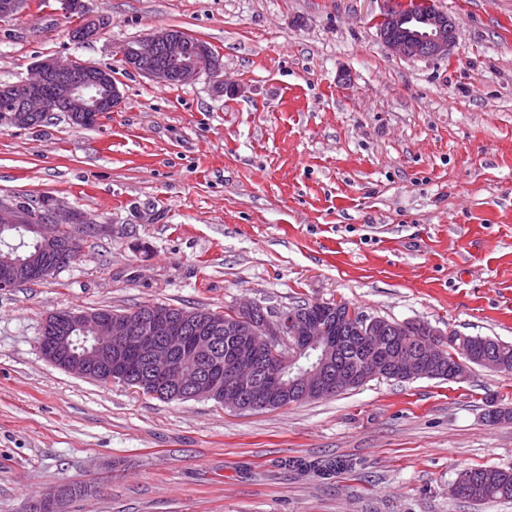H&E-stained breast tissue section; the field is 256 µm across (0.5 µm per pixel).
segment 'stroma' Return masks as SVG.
<instances>
[{"mask_svg":"<svg viewBox=\"0 0 512 512\" xmlns=\"http://www.w3.org/2000/svg\"><path fill=\"white\" fill-rule=\"evenodd\" d=\"M417 1L458 19L452 55L382 42L378 21ZM82 5L109 24L79 45L60 0L0 21V82L54 56L111 66L123 94L90 127L57 112L0 128V198L52 195L112 227L56 276L0 290V512L76 483L65 512H512L451 493L464 468H512V422L486 418L512 407V374L235 411L85 379L39 348L56 310L244 299L512 343V0ZM160 28L211 45L226 93L127 70L123 47ZM283 468L289 470H305V469H317L322 472L323 475H331L336 471H341L349 468V464H346L343 460H330L323 464L306 462L302 459H285L280 464Z\"/></svg>","mask_w":512,"mask_h":512,"instance_id":"stroma-1","label":"stroma"}]
</instances>
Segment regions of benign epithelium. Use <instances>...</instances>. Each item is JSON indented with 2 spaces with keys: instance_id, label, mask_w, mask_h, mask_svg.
I'll return each instance as SVG.
<instances>
[{
  "instance_id": "obj_1",
  "label": "benign epithelium",
  "mask_w": 512,
  "mask_h": 512,
  "mask_svg": "<svg viewBox=\"0 0 512 512\" xmlns=\"http://www.w3.org/2000/svg\"><path fill=\"white\" fill-rule=\"evenodd\" d=\"M460 24L447 13L428 9L420 15L392 12L379 23V33L389 51L408 60L443 58L451 54L459 37ZM125 66L160 85H186L206 74L219 79L220 66L210 50L196 48L189 56L183 35L159 29L122 52ZM17 97L11 112L0 113L1 127H20L32 117L48 115L60 108L82 123L84 116L113 112L122 94L112 71L92 62L54 57L37 62L31 77L0 89ZM71 225L84 233L100 236L109 224L88 223L84 216L55 197L40 200L37 211L15 201L0 199V228L32 229L43 244V253L59 248V227ZM41 255L0 261V290L15 287L38 266ZM261 305L254 301L236 306L233 321L199 323L192 314L175 317L162 306L149 309L132 322L125 316L97 310L70 309L50 313L40 337L41 353L61 369L83 378L114 382L129 380L153 396L175 391L183 399H216L224 406L245 409L264 400L272 407L293 394L300 399L333 395L357 381L384 377L389 372L408 379L433 376L439 366L438 347L423 345L418 350L401 348L390 360L374 354L383 335L395 329L382 317H361L370 353L353 376L340 374L325 356L306 362L302 357L322 350H339L343 337L331 335L329 326L310 314L269 310L260 324L241 335V322ZM81 328L91 333V345L76 350L72 333ZM234 337L235 344L225 359H213L216 349L212 332ZM81 485H67L41 498L30 500L22 512H62L68 498L80 496Z\"/></svg>"
}]
</instances>
